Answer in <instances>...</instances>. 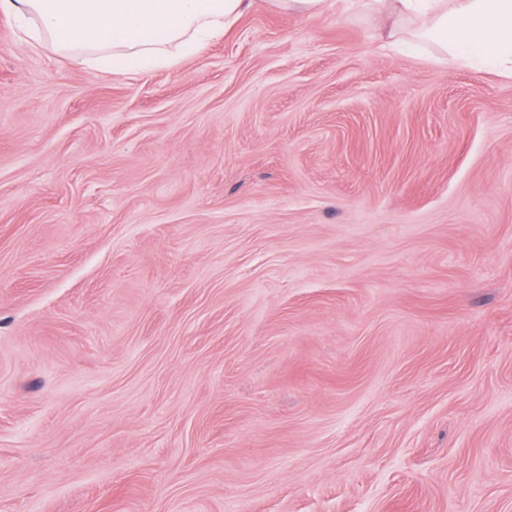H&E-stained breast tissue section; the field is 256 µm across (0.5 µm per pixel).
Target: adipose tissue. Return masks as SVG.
I'll return each instance as SVG.
<instances>
[{"mask_svg":"<svg viewBox=\"0 0 512 512\" xmlns=\"http://www.w3.org/2000/svg\"><path fill=\"white\" fill-rule=\"evenodd\" d=\"M251 0H0V12L33 22L32 37L50 39L76 63L98 53L109 74H137L175 63L223 34ZM388 14L383 38L413 39L440 54L476 59L512 76V0H353Z\"/></svg>","mask_w":512,"mask_h":512,"instance_id":"obj_1","label":"adipose tissue"}]
</instances>
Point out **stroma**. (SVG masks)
I'll list each match as a JSON object with an SVG mask.
<instances>
[{"label":"stroma","instance_id":"1","mask_svg":"<svg viewBox=\"0 0 512 512\" xmlns=\"http://www.w3.org/2000/svg\"><path fill=\"white\" fill-rule=\"evenodd\" d=\"M379 25L0 14V512H512V77ZM252 0H1L0 12L35 28L75 63L91 61L109 74L169 66L224 34Z\"/></svg>","mask_w":512,"mask_h":512}]
</instances>
